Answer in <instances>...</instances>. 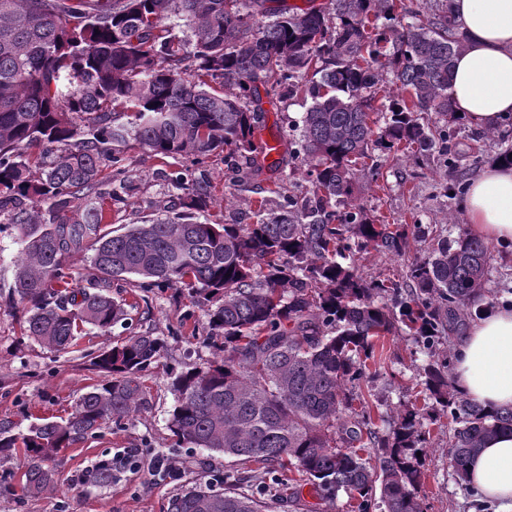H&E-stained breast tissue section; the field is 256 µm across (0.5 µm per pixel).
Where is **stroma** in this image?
<instances>
[{
    "label": "stroma",
    "mask_w": 512,
    "mask_h": 512,
    "mask_svg": "<svg viewBox=\"0 0 512 512\" xmlns=\"http://www.w3.org/2000/svg\"><path fill=\"white\" fill-rule=\"evenodd\" d=\"M260 137H273L287 144L288 136L306 109L303 98L266 97L262 100ZM497 146L465 126L458 137L457 168L448 170L436 151L422 152L412 166L393 156L378 159V174L358 176L356 190L367 208L394 224H441L446 207L456 210L458 225L467 219L458 200H446L444 184L471 180L478 172L474 156L493 162ZM126 190L105 199L106 227L117 230L128 224L157 218L177 208L182 196L169 176L192 166L189 156H150L137 142L122 151ZM210 183L215 204L210 222L254 223L259 202L276 207L277 196L267 187L280 182L284 193L302 196L309 192L303 165H280L261 175L228 172L223 152H216L201 165ZM15 210L0 207V426L18 433L30 426L67 416L87 387L99 384L100 376L89 368L87 353L108 349L116 342L113 333L91 331L65 352H54L23 340L24 309L12 295L16 263L22 250L19 230L13 225ZM425 242H411L402 255L379 250L357 255L360 273L370 280L403 276L416 256L428 250ZM113 296L132 303L134 325L150 329L166 341V350L142 378L145 401L133 421L109 424L98 436L61 451L51 465L58 474L56 489L49 494L21 498L14 491L0 490V512H168L172 498L191 488L205 486L212 474L240 469L241 464L220 453L189 452L170 445L167 418L174 406L171 378L189 366L211 359L203 347L207 317L192 308L186 292L172 288L142 293L135 282L113 289ZM428 356L415 337L400 331L385 339L381 360L369 365L361 391L371 408L372 421L380 433H388L400 410L413 400V388ZM135 454L139 466L121 473L103 489L75 487L71 479L105 455ZM424 477L418 489L423 512H480L474 496L457 483L448 463V431L431 427L426 449Z\"/></svg>",
    "instance_id": "1"
}]
</instances>
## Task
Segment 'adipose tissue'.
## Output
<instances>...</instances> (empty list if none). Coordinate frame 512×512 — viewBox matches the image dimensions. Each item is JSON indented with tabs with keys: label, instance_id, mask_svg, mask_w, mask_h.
Masks as SVG:
<instances>
[{
	"label": "adipose tissue",
	"instance_id": "ef3b65f1",
	"mask_svg": "<svg viewBox=\"0 0 512 512\" xmlns=\"http://www.w3.org/2000/svg\"><path fill=\"white\" fill-rule=\"evenodd\" d=\"M465 37L448 94L471 125L486 128L512 115V0H453ZM470 232L486 242L512 244V165H486L462 201ZM454 384L489 412L512 408V307L498 306L454 340ZM479 501L512 512V433L488 438L468 466Z\"/></svg>",
	"mask_w": 512,
	"mask_h": 512
}]
</instances>
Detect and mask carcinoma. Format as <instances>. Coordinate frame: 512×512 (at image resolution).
Wrapping results in <instances>:
<instances>
[{
    "instance_id": "obj_1",
    "label": "carcinoma",
    "mask_w": 512,
    "mask_h": 512,
    "mask_svg": "<svg viewBox=\"0 0 512 512\" xmlns=\"http://www.w3.org/2000/svg\"><path fill=\"white\" fill-rule=\"evenodd\" d=\"M270 0H0V204L17 209L22 256L14 279L26 310L25 336L53 350L86 328L110 331L128 320L112 298L114 280L187 291L206 308L213 360L174 375L167 428L177 448L221 452L276 474L243 491L249 476H217L222 492L190 490L170 512H272L345 492L354 512H422L417 490L427 447L423 421L448 420V457L467 485V466L484 440L512 431V409L489 414L449 379L452 325L482 315L491 247L460 233L440 238L402 280H368L354 256L380 248L401 255L403 224L376 219L354 195L356 172L376 175L374 151L418 160L436 149L456 164L465 118L448 96L464 37L450 8L412 10L404 0H329L320 8H271ZM185 21L189 44L161 33ZM310 100L288 158L306 166L312 194L261 202L254 224L200 220L213 204L204 176L185 169L177 216L103 229L102 163L124 173L116 147L135 140L157 158L201 163L227 150L237 174L261 170L255 144L259 87ZM380 106H375L377 95ZM435 114L436 127L424 122ZM512 164V117L482 132ZM91 253L89 271L71 259ZM405 329L430 361L419 373L424 412L400 411L385 435L369 427L359 393L376 342ZM164 339L134 331L90 359L103 376L68 417L22 434L0 428V459L23 451L21 495L56 487L47 466L62 448L133 419L144 400L139 375L160 359ZM362 420L351 424L354 403ZM364 448L375 449L363 458ZM301 481L277 475L288 466ZM112 459L75 476L87 488L116 479Z\"/></svg>"
}]
</instances>
